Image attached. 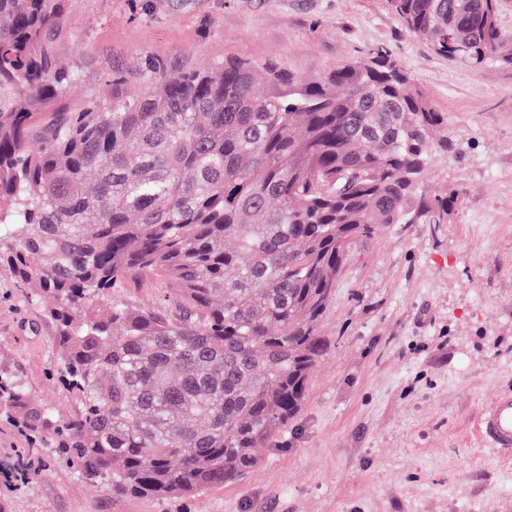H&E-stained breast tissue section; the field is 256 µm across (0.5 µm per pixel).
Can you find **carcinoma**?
<instances>
[{
  "label": "carcinoma",
  "instance_id": "cac0c4a2",
  "mask_svg": "<svg viewBox=\"0 0 512 512\" xmlns=\"http://www.w3.org/2000/svg\"><path fill=\"white\" fill-rule=\"evenodd\" d=\"M388 2L435 54L512 65L499 0ZM63 13L0 0V271L53 298L78 409L57 417L0 368V417L114 493L192 495L248 473L302 410L351 245L445 222L454 195L419 185L452 150L448 113L380 52L311 79L246 59L154 65L135 100L54 112L74 81ZM144 274L178 315L112 299Z\"/></svg>",
  "mask_w": 512,
  "mask_h": 512
}]
</instances>
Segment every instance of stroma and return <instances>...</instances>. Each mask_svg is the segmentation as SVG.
Here are the masks:
<instances>
[{
    "mask_svg": "<svg viewBox=\"0 0 512 512\" xmlns=\"http://www.w3.org/2000/svg\"><path fill=\"white\" fill-rule=\"evenodd\" d=\"M76 73L58 108L147 89L241 58L301 78L385 51L448 115L426 193L456 202L444 224H390L356 241L319 320L332 347L301 412L236 481L197 494L115 496L0 423V512H512V457L484 448L481 411L512 393V66L432 53L387 0H68L55 33ZM113 299L178 310L169 285L128 279ZM46 298L0 272V367L70 416Z\"/></svg>",
    "mask_w": 512,
    "mask_h": 512,
    "instance_id": "stroma-1",
    "label": "stroma"
}]
</instances>
